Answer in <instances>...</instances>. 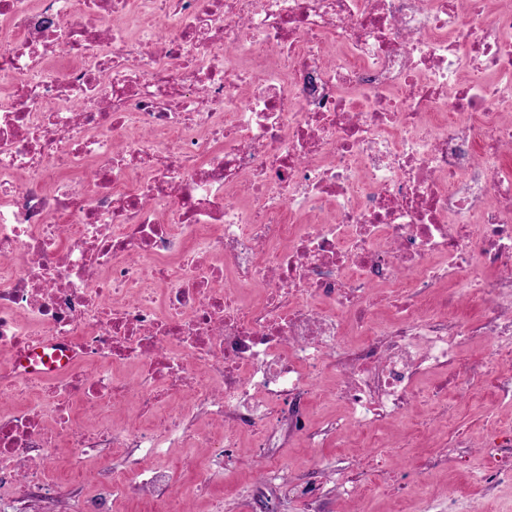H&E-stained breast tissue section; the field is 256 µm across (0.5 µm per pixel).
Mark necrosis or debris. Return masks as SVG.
I'll list each match as a JSON object with an SVG mask.
<instances>
[{
  "instance_id": "obj_1",
  "label": "necrosis or debris",
  "mask_w": 512,
  "mask_h": 512,
  "mask_svg": "<svg viewBox=\"0 0 512 512\" xmlns=\"http://www.w3.org/2000/svg\"><path fill=\"white\" fill-rule=\"evenodd\" d=\"M478 307L472 323L458 308ZM362 337L359 347L343 344ZM485 350L468 356V347ZM65 362L56 372L53 355ZM512 476V0H0V482L263 443L312 382ZM482 409L472 436L459 396ZM82 405L87 424L74 422ZM166 468L120 494L190 512Z\"/></svg>"
}]
</instances>
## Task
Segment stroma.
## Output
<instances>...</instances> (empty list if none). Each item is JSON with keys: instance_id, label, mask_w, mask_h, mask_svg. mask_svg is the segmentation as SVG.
<instances>
[{"instance_id": "1", "label": "stroma", "mask_w": 512, "mask_h": 512, "mask_svg": "<svg viewBox=\"0 0 512 512\" xmlns=\"http://www.w3.org/2000/svg\"><path fill=\"white\" fill-rule=\"evenodd\" d=\"M304 413L320 431L313 447L306 435L282 424L270 431L264 448L258 450L237 448L221 460L205 455L189 461L180 449L171 448L164 459L146 457L140 466L149 470L167 464L178 485L188 483L194 472H208L207 485L193 503L198 512H353V503L337 495L335 481L359 471L361 460L371 451L370 443L348 424L342 407L324 399L321 385L311 386L304 400ZM58 461L65 468L80 464L86 473V480L64 488L65 496L80 499L96 494L99 481L112 469L124 467L128 457L103 448L96 456L79 462L63 451ZM315 469L332 473L334 479L324 483L316 508L311 511L289 496L283 484Z\"/></svg>"}]
</instances>
